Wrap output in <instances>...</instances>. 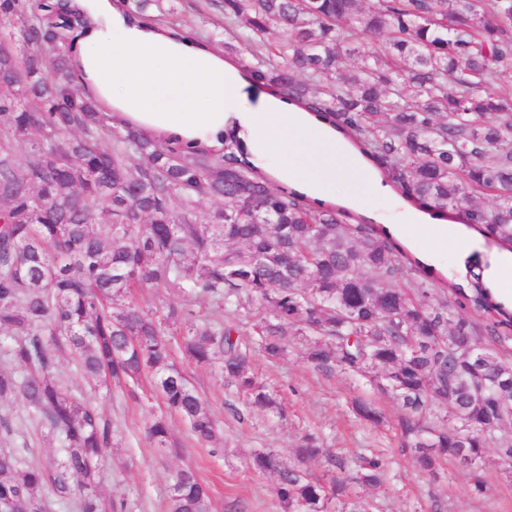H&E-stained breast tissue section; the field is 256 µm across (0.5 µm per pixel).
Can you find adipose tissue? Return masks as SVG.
I'll return each mask as SVG.
<instances>
[{"label":"adipose tissue","mask_w":512,"mask_h":512,"mask_svg":"<svg viewBox=\"0 0 512 512\" xmlns=\"http://www.w3.org/2000/svg\"><path fill=\"white\" fill-rule=\"evenodd\" d=\"M67 7L84 20L67 50L71 75L106 125L136 130L186 155L215 157L223 156L231 132L271 182L329 201L341 171L367 193L384 194L380 175L348 152L324 121L272 93L248 101L240 63L196 34L136 16L126 0H69ZM307 151L326 163L322 178H301L290 167L291 156Z\"/></svg>","instance_id":"obj_1"}]
</instances>
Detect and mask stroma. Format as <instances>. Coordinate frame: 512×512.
I'll return each mask as SVG.
<instances>
[{
	"label": "stroma",
	"mask_w": 512,
	"mask_h": 512,
	"mask_svg": "<svg viewBox=\"0 0 512 512\" xmlns=\"http://www.w3.org/2000/svg\"><path fill=\"white\" fill-rule=\"evenodd\" d=\"M163 6L169 19L194 31L225 55H245L244 46L213 28L212 13L202 0H163ZM411 243L421 252H436V271L449 277L464 271L468 257H475L485 271L498 255L496 248L481 240L470 251H461L455 241L439 238L428 224ZM265 315L257 303L229 306L224 321L239 346L248 352L258 375L276 394L280 411L248 407L235 388L225 383L218 367L182 366L218 420V438L212 447L195 443L186 424L177 416L167 415L180 450L159 455L147 438V428L155 417L166 413L161 401L152 396L147 378L123 387H97L83 377L69 357H60L57 374L65 387L96 405L112 421L114 446L107 450L98 476L102 497L126 501L132 512H165L172 473L189 466L210 491L211 512H283L273 493L272 476L255 470L252 456L271 450L295 462L297 445L311 434L325 450L307 464L318 476L325 474L327 458L332 454L343 458L347 477L354 476L359 457H384L387 475L377 501L379 512H512V472L501 465L497 448H487L478 466L477 474L483 481L479 489L474 486L473 473L453 461L443 463L439 477L418 473L410 456L398 446L400 401L351 372L339 369L325 374L314 370L306 357L307 342L301 337L290 342L280 357L268 358L254 330ZM358 399L373 404L381 423L355 413L353 403ZM0 411L11 416L26 438L27 461L43 463L58 457L57 444L35 429L33 412L24 400L0 401Z\"/></svg>",
	"instance_id": "1"
}]
</instances>
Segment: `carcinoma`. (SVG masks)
<instances>
[{
	"label": "carcinoma",
	"mask_w": 512,
	"mask_h": 512,
	"mask_svg": "<svg viewBox=\"0 0 512 512\" xmlns=\"http://www.w3.org/2000/svg\"><path fill=\"white\" fill-rule=\"evenodd\" d=\"M210 2L224 31L247 42L253 80L327 122L432 218L452 210L512 252V0ZM0 12L19 36L0 37V335L16 366L0 368V400L24 399L62 448L46 466L27 462L0 418V512H47V490L76 512H129L96 489L112 422L59 381L63 353L95 382L148 378L200 443L216 440V421L177 355L218 365L247 405L280 410L224 326L232 304L264 306L258 330L271 358L305 336L314 369L381 375L406 410L400 448L423 474L482 458L512 429V387L496 381L512 379V304L482 274L468 265L467 285L443 279L385 226L274 188L235 140L218 160L106 130L64 58L44 74L42 50L80 16L48 0H0ZM272 28L284 33L277 44L264 39ZM347 56L360 60L352 73ZM19 141L34 147L23 166ZM481 197L488 205L474 203ZM207 198L221 204L200 216ZM170 287L188 299L153 310L148 294ZM193 303L212 305L213 322H194ZM147 435L162 454L175 447L164 415ZM497 445L511 468L512 440ZM322 453L310 435L296 463L258 452L252 465L275 477L283 512H330L334 501L373 512L386 462L361 458L356 491L336 477L334 455L322 477L306 471ZM167 512H210L192 469L175 472Z\"/></svg>",
	"instance_id": "1"
}]
</instances>
